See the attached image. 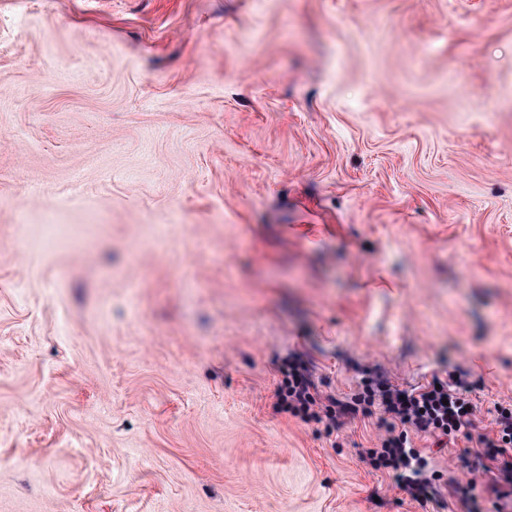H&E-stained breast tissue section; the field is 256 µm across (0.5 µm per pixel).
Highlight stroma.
I'll list each match as a JSON object with an SVG mask.
<instances>
[{"instance_id":"35a3bbf8","label":"stroma","mask_w":512,"mask_h":512,"mask_svg":"<svg viewBox=\"0 0 512 512\" xmlns=\"http://www.w3.org/2000/svg\"><path fill=\"white\" fill-rule=\"evenodd\" d=\"M292 355L512 406V0H0V512H493ZM309 362L302 356L288 360L284 369V380L280 389V405L304 421H318L317 409L322 405L317 386L311 379Z\"/></svg>"}]
</instances>
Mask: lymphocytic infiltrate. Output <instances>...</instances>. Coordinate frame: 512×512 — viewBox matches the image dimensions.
Returning a JSON list of instances; mask_svg holds the SVG:
<instances>
[{"label":"lymphocytic infiltrate","instance_id":"f902f5d3","mask_svg":"<svg viewBox=\"0 0 512 512\" xmlns=\"http://www.w3.org/2000/svg\"><path fill=\"white\" fill-rule=\"evenodd\" d=\"M457 378L433 376L426 385L410 390L381 381L366 386L352 402L337 403L330 421L356 415L360 408L380 404L386 416V433L375 448L369 449L371 464L395 472L396 486L411 499L429 497L430 478L424 474V460L413 446L419 433L431 435L437 447H447L471 424L475 407L463 392ZM321 396L311 378L310 366L303 357L289 359L280 389V404L304 421L319 420ZM478 466L492 477L493 484H512V410L498 412L489 432L477 434Z\"/></svg>","mask_w":512,"mask_h":512}]
</instances>
